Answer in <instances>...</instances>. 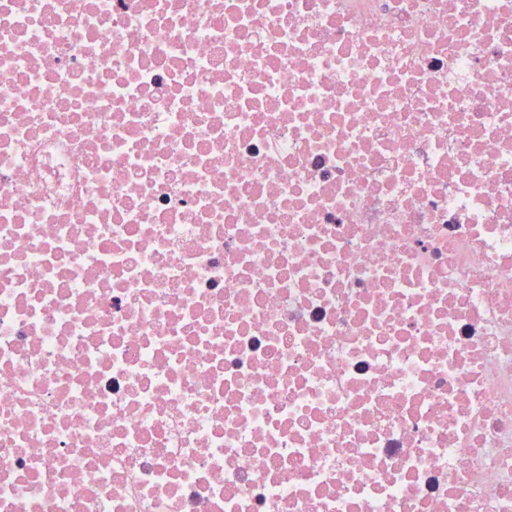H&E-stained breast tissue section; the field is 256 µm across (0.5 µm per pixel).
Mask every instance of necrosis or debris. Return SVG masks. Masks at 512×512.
I'll use <instances>...</instances> for the list:
<instances>
[{
	"mask_svg": "<svg viewBox=\"0 0 512 512\" xmlns=\"http://www.w3.org/2000/svg\"><path fill=\"white\" fill-rule=\"evenodd\" d=\"M0 512H512V0H0Z\"/></svg>",
	"mask_w": 512,
	"mask_h": 512,
	"instance_id": "obj_1",
	"label": "necrosis or debris"
}]
</instances>
